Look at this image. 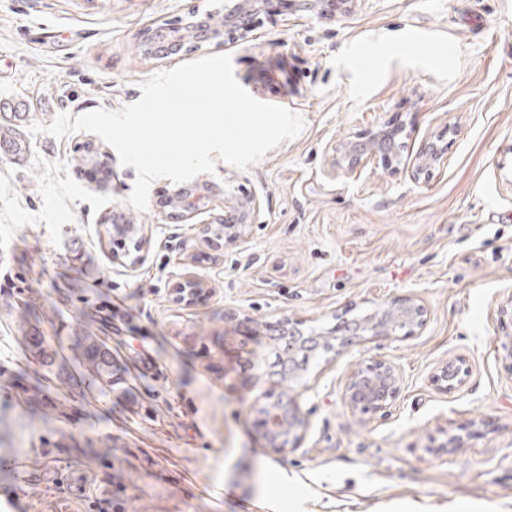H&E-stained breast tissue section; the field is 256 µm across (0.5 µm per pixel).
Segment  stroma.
Returning a JSON list of instances; mask_svg holds the SVG:
<instances>
[{"label":"stroma","mask_w":512,"mask_h":512,"mask_svg":"<svg viewBox=\"0 0 512 512\" xmlns=\"http://www.w3.org/2000/svg\"><path fill=\"white\" fill-rule=\"evenodd\" d=\"M321 16H260L248 39L146 60L134 35L225 0H0V123L17 119L25 154L0 150V512H512V0H353ZM223 52L255 99L298 113L303 131L241 170L262 221L234 246L209 243L208 215L166 219L170 180L146 210L127 202L136 171L103 140L98 175L71 162L88 133H32L62 112L120 109L157 72ZM401 124L400 160L441 138L445 163L412 181L374 161L328 180L334 144ZM141 229L136 257L101 222ZM194 272L207 297L175 299ZM413 297L425 324L329 353L299 379L240 371L242 348L273 359L239 311L326 333L340 318ZM112 354L99 394L77 336ZM54 355L43 367L27 337ZM393 364L399 393L354 418L350 372ZM454 362L462 386L431 372ZM299 393L306 421L288 453L266 447L251 406ZM457 448L432 447L470 423Z\"/></svg>","instance_id":"obj_1"}]
</instances>
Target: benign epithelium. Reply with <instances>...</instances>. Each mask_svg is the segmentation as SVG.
<instances>
[{
	"mask_svg": "<svg viewBox=\"0 0 512 512\" xmlns=\"http://www.w3.org/2000/svg\"><path fill=\"white\" fill-rule=\"evenodd\" d=\"M340 0H227L224 3V24H204L187 26L170 24L166 28L144 29L136 36L139 47L162 43L164 53H177L190 45L195 49L204 44L222 43L220 32L223 27L230 28V34L241 39L247 38L256 22L255 15L264 13L276 16L293 7L295 9L315 10L326 14L336 10ZM403 128L390 126L371 131L354 140H345L332 148L324 174L335 180L347 175L361 165L380 160L389 165L398 159L397 139ZM443 149L432 142L424 143L414 160L404 165L409 177L416 181L420 175L441 163ZM222 200L223 213L214 222L206 225V231L226 244H236L247 238L250 226L260 223L261 202L254 195H240L230 182L224 187L213 188L205 196L192 192L190 187L182 186L170 194L167 207L170 211L166 218L177 221H189L209 211L216 200ZM203 282L194 273L184 274L179 281L181 298L192 301L202 295ZM405 325L408 330L400 334L394 325ZM239 325L250 333H260L266 337L277 352L278 359L272 366L257 363L261 374L278 380L296 379L304 368L302 356L320 348L325 340L321 336L304 334L297 324L288 320L256 323L250 316H244ZM424 325L423 306L413 298L392 301L371 314L360 319H342L333 327V334L340 337L336 351L355 344L367 342L377 336H410L414 329ZM435 387L448 393L462 384L461 370L447 366L430 376ZM399 393V376L395 367L381 359L370 361L365 367L351 371L342 393L347 410L358 416L375 414L385 410ZM254 426L274 452L284 454L294 447L302 437L304 420L298 404V397L290 394H270L263 402L253 406Z\"/></svg>",
	"mask_w": 512,
	"mask_h": 512,
	"instance_id": "1",
	"label": "benign epithelium"
}]
</instances>
